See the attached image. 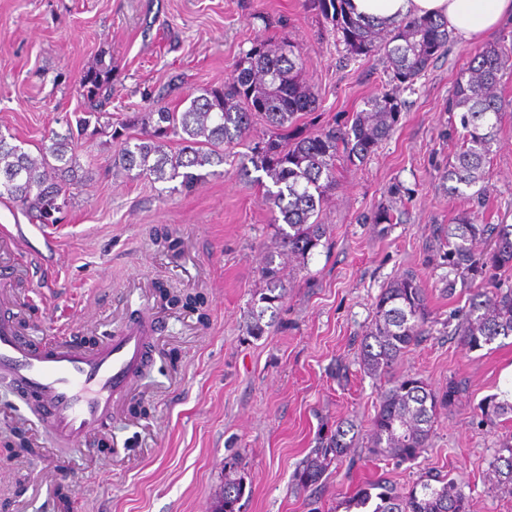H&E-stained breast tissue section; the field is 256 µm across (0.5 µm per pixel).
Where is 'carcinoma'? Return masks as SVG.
I'll list each match as a JSON object with an SVG mask.
<instances>
[{"label": "carcinoma", "instance_id": "obj_1", "mask_svg": "<svg viewBox=\"0 0 512 512\" xmlns=\"http://www.w3.org/2000/svg\"><path fill=\"white\" fill-rule=\"evenodd\" d=\"M332 25L351 58L384 55L389 80L367 98L352 123L342 129L326 127L304 135L288 132V126L319 106L314 87L302 78L303 57L295 46L256 37L241 52L230 77L219 86L190 98L184 110L157 105L144 116L150 129L132 137L114 129L116 144L112 167L154 181L181 179L191 187L203 178L195 169L224 163V147H247V160L265 178L262 202L271 212V223L288 256L305 261L326 235L319 223L320 207L336 184V161H363L394 131L402 109L401 90H412L417 79L448 46L450 35L444 20L409 17L392 28L366 23L346 9L347 0H306ZM512 69V45L490 44L477 51L467 69L456 79L447 111L460 113L462 134L455 164L444 179L452 190L470 187L483 179L485 165L499 148L497 127L512 102L497 91L499 76ZM76 92L84 112L76 126L56 132L51 145L33 156L10 143L0 133V200H7L35 224H55L69 206V187L75 136L86 134L91 119H100L112 100V64L104 61L83 71ZM269 127V135L248 142L257 123ZM179 149L173 151L170 144ZM55 163H50V160ZM270 184H265L264 180ZM448 248V266L475 280L485 278V268L512 267V224H479L464 216L438 238ZM492 245L489 256L477 255L479 244ZM266 288L248 307L250 334L262 336L271 326L277 303L287 293L275 255L267 256L261 268ZM435 320L428 308L425 288L412 272L393 279L375 301L374 319L361 342L360 359L373 376L390 374L411 347L431 334ZM454 334L471 350L482 349L499 337L512 336V288L488 280L471 294L461 323ZM465 391L460 381L450 380L441 389L432 388L416 376H398L380 397L372 419L368 453L399 462L415 460L428 447L438 412L453 405ZM489 421L512 414V403L492 396L478 404ZM348 421L321 439L296 475L297 485L317 487L331 464L352 447ZM497 483L512 487V438L502 443L492 463ZM244 489L237 463L224 465V485L214 512H237ZM348 508L371 512H469V501L453 478L424 473L407 492L400 493L386 481L358 487Z\"/></svg>", "mask_w": 512, "mask_h": 512}]
</instances>
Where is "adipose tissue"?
<instances>
[{"mask_svg": "<svg viewBox=\"0 0 512 512\" xmlns=\"http://www.w3.org/2000/svg\"><path fill=\"white\" fill-rule=\"evenodd\" d=\"M349 7L354 16L382 26L413 16L441 18L449 33L468 42L512 24V0H350Z\"/></svg>", "mask_w": 512, "mask_h": 512, "instance_id": "obj_1", "label": "adipose tissue"}]
</instances>
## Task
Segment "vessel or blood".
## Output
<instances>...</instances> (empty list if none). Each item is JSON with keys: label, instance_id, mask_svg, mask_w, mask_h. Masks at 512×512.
Returning <instances> with one entry per match:
<instances>
[{"label": "vessel or blood", "instance_id": "obj_1", "mask_svg": "<svg viewBox=\"0 0 512 512\" xmlns=\"http://www.w3.org/2000/svg\"><path fill=\"white\" fill-rule=\"evenodd\" d=\"M19 236L0 230V281L34 273ZM17 299L0 289V377L32 399L46 429L72 448L95 443L111 431L131 396L133 377L153 357V322H136L118 335L87 344L74 336L36 345L23 335Z\"/></svg>", "mask_w": 512, "mask_h": 512}]
</instances>
